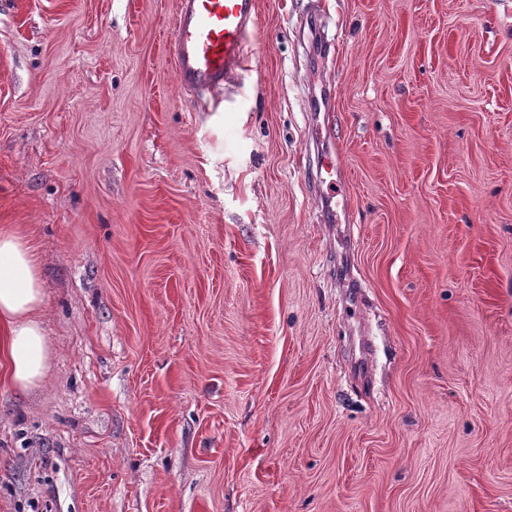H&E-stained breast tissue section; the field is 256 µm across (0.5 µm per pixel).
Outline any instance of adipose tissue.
<instances>
[{"label": "adipose tissue", "mask_w": 512, "mask_h": 512, "mask_svg": "<svg viewBox=\"0 0 512 512\" xmlns=\"http://www.w3.org/2000/svg\"><path fill=\"white\" fill-rule=\"evenodd\" d=\"M44 293L37 259L29 242L10 230L0 231V351L7 378L29 390L44 378L50 349L38 313Z\"/></svg>", "instance_id": "1"}]
</instances>
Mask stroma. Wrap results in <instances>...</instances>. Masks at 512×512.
<instances>
[{
	"label": "stroma",
	"instance_id": "stroma-1",
	"mask_svg": "<svg viewBox=\"0 0 512 512\" xmlns=\"http://www.w3.org/2000/svg\"><path fill=\"white\" fill-rule=\"evenodd\" d=\"M177 2L0 0V512H512V0H258L215 95ZM336 180L341 181L342 176L336 166L333 153H324L318 158L315 171H312V184L316 192L322 197L325 208L332 211L334 210L333 207H336V201H334L335 196L328 192V186L330 183H335ZM44 293L37 259L29 242L16 232L0 231V333L7 378L29 390L44 378L50 349L38 317Z\"/></svg>",
	"mask_w": 512,
	"mask_h": 512
}]
</instances>
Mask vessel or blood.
Masks as SVG:
<instances>
[{
  "mask_svg": "<svg viewBox=\"0 0 512 512\" xmlns=\"http://www.w3.org/2000/svg\"><path fill=\"white\" fill-rule=\"evenodd\" d=\"M256 24L257 0H179L167 52L181 88L213 93L246 70L255 53ZM340 177L332 153L321 155L312 184L326 208L335 205L328 186Z\"/></svg>",
  "mask_w": 512,
  "mask_h": 512,
  "instance_id": "obj_1",
  "label": "vessel or blood"
}]
</instances>
